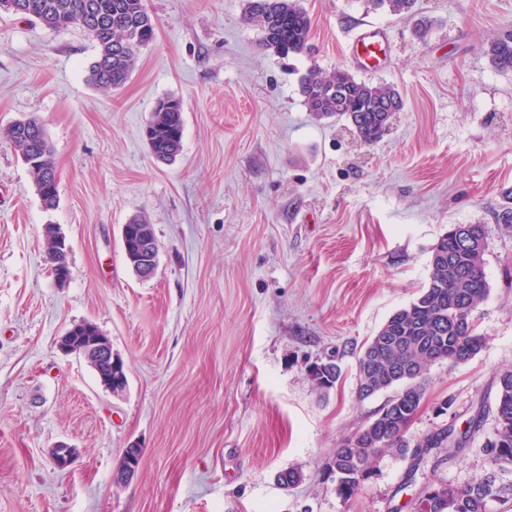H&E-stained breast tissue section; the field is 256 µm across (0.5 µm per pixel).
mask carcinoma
I'll return each mask as SVG.
<instances>
[{
    "label": "carcinoma",
    "mask_w": 512,
    "mask_h": 512,
    "mask_svg": "<svg viewBox=\"0 0 512 512\" xmlns=\"http://www.w3.org/2000/svg\"><path fill=\"white\" fill-rule=\"evenodd\" d=\"M22 17L50 30L78 27L96 43L97 55L88 68V82L104 94L125 86L138 55L155 38L156 22L144 0H22ZM366 11L395 15L412 12L415 0H363ZM244 16L260 26L262 45L279 55L302 54L308 48L310 18L299 0H246ZM487 54L502 71L512 70V36L488 44ZM308 112L317 120L345 121L358 139L377 143L384 134L389 111L403 106L399 92L387 84L359 81L346 70L324 74L310 69L300 81ZM184 120L178 106L152 111L144 130L154 159L167 164L183 147ZM16 151L38 160L30 169L34 185L56 170L50 145L40 120L31 116L11 124L0 133ZM137 228L122 240L125 256L140 244L139 231L150 229L148 220L134 218ZM56 229L45 230V247L51 268L68 262L56 252L52 240ZM487 231L483 224H453L432 250L426 288L408 306L396 311L358 355V393L367 398L398 386L369 424L340 442L328 463V476L336 492L349 500L367 478L372 464L387 452L411 454L419 466L422 457L409 452L406 440L425 394L427 373L434 363H465L482 349L485 335L478 332L474 311L489 291L485 254ZM307 375L317 389L333 388L341 369L329 373L319 362L307 366ZM484 407L480 406L468 428L456 434L451 427L420 439L417 448H445L448 456L461 459L468 434L480 430ZM494 429L484 448L495 451L493 470L464 485L425 482L416 497L414 512H490L500 502L506 487L498 472L512 469V369L497 375ZM142 449L125 450L114 481L123 483L130 462H140Z\"/></svg>",
    "instance_id": "obj_1"
}]
</instances>
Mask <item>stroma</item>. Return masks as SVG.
<instances>
[{"instance_id": "obj_1", "label": "stroma", "mask_w": 512, "mask_h": 512, "mask_svg": "<svg viewBox=\"0 0 512 512\" xmlns=\"http://www.w3.org/2000/svg\"><path fill=\"white\" fill-rule=\"evenodd\" d=\"M300 3L309 49L283 57L245 21V0H144L155 39L110 95L87 81L89 35L0 16V131L38 116L59 182L45 209L0 138V512H413L410 457L385 454L348 500L327 464L390 398L359 396L358 352L420 295L453 224L488 228L489 292L475 312L487 341L468 362L431 366L408 437L465 430L493 407L512 367V233L495 221L512 202V71L485 50L512 35V0H416L433 22L421 38L410 18L362 0ZM365 23L390 51L362 70L347 43ZM312 67L400 93L379 142L310 115L299 82ZM165 96L184 119L169 165L144 136ZM136 214L159 245L147 280L122 249ZM49 225L70 245L62 286L45 261ZM84 321L124 362L120 395L56 347ZM328 358L341 377L322 392L306 368ZM493 426L485 416L463 461L428 455V479L488 472ZM60 441L77 450L64 470L50 457ZM132 446L140 467L115 483ZM288 470L302 479L286 488Z\"/></svg>"}]
</instances>
